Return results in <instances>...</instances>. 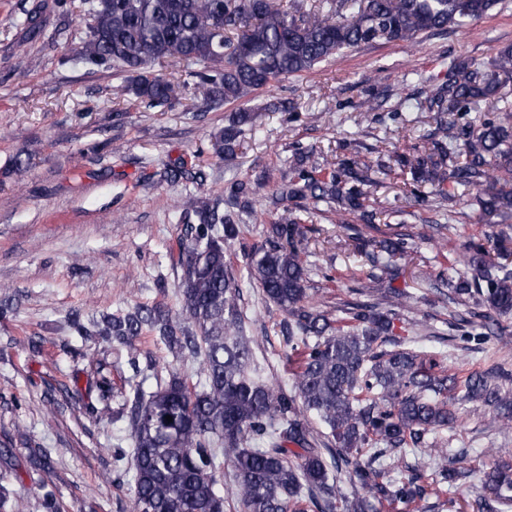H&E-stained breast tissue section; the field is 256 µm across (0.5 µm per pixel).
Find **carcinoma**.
Returning <instances> with one entry per match:
<instances>
[{
  "mask_svg": "<svg viewBox=\"0 0 512 512\" xmlns=\"http://www.w3.org/2000/svg\"><path fill=\"white\" fill-rule=\"evenodd\" d=\"M500 0H319L315 11L281 10L271 0H89L88 25L75 56L86 64H110L125 74L114 95L130 96L147 109L168 108L177 86L154 73L155 66L179 65L187 80L203 88L211 105L241 103L257 90L288 76L312 71L349 50L380 40L413 43L427 32L462 27L487 17ZM512 81V45L490 66L453 62L448 83L427 99L430 112H454L443 140L412 146L394 162L410 168V194L425 200L434 187L445 200L443 183L479 190L485 214L512 211V99L500 92ZM493 99L495 111H469ZM261 126L245 109L211 137L219 156L231 158L239 139L260 135ZM370 166L356 157L326 168L306 152L294 154L281 200L336 201L364 208ZM261 182L230 179L224 193L231 207L252 209ZM182 229L177 238L180 308L161 304L66 317L71 335L133 347L148 333L173 358L199 359L203 379L193 383L178 373L156 380L153 391L134 389L129 411L112 410V383L96 381L101 420L127 421L132 450L121 452L122 480L132 474V512H225L224 465L231 467L238 512H374L402 504L431 512L440 497L473 475L460 466L464 453L447 447L437 433L458 418L448 407L456 374L433 359L402 347L384 349L395 309L411 295L394 288L376 303H353L342 316L306 304L308 278L299 244L305 220L284 209L267 229L266 244L248 261L250 280L288 315V345L297 351L291 386L284 390L253 362L254 339L244 335L242 285L224 251L239 234L224 200L200 189L176 205ZM494 248L471 240L466 261L471 276L455 262L438 274L448 284V301L471 302L493 312L460 318V341L512 336V251L507 234ZM408 235L392 232L371 240L366 257L385 274L413 251ZM512 371L500 365L470 374L462 400L493 408L497 422L512 426V391L500 381ZM171 416L168 422L165 416ZM421 449L437 468L433 488L418 484L419 467L392 478L380 462ZM483 473L496 512L512 509V450ZM38 475L44 512H57L59 476L51 454L28 449Z\"/></svg>",
  "mask_w": 512,
  "mask_h": 512,
  "instance_id": "cac0c4a2",
  "label": "carcinoma"
}]
</instances>
